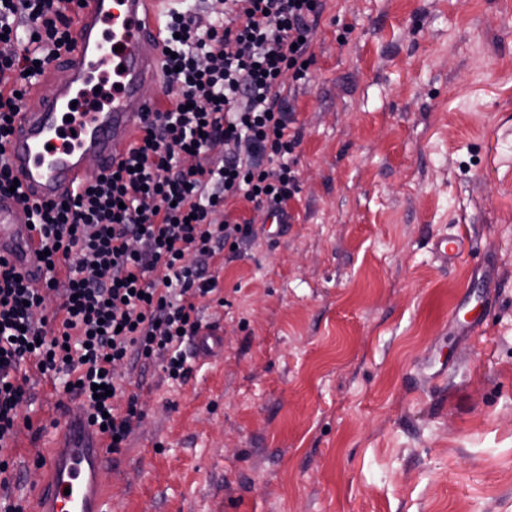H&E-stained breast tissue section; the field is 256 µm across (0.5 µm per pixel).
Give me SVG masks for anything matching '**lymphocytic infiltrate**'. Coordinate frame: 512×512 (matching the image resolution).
Instances as JSON below:
<instances>
[{"instance_id": "lymphocytic-infiltrate-1", "label": "lymphocytic infiltrate", "mask_w": 512, "mask_h": 512, "mask_svg": "<svg viewBox=\"0 0 512 512\" xmlns=\"http://www.w3.org/2000/svg\"><path fill=\"white\" fill-rule=\"evenodd\" d=\"M69 2L0 0V194L14 184L3 150L20 96L73 47ZM322 10V0H224L205 26L193 9L170 10L159 26L165 97L115 172L30 206L47 251L42 284L18 279L0 256V488L13 479L4 452L25 401L23 367L64 375L115 453L141 419L116 364L162 355L169 379L186 377L197 302L216 286L210 262L252 234L226 219L228 200L272 209L296 190L299 140L285 104L309 79ZM218 144L224 153L212 156ZM101 384L109 393L95 396Z\"/></svg>"}]
</instances>
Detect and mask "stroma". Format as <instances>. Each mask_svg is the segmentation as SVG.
Here are the masks:
<instances>
[{
	"instance_id": "1",
	"label": "stroma",
	"mask_w": 512,
	"mask_h": 512,
	"mask_svg": "<svg viewBox=\"0 0 512 512\" xmlns=\"http://www.w3.org/2000/svg\"><path fill=\"white\" fill-rule=\"evenodd\" d=\"M323 3L289 222L232 204L255 236L199 303L223 353L180 383L118 365L142 418L112 512H512V0ZM26 390L30 512L34 424L73 396Z\"/></svg>"
}]
</instances>
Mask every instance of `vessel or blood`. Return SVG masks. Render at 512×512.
<instances>
[{
  "instance_id": "b4317fda",
  "label": "vessel or blood",
  "mask_w": 512,
  "mask_h": 512,
  "mask_svg": "<svg viewBox=\"0 0 512 512\" xmlns=\"http://www.w3.org/2000/svg\"><path fill=\"white\" fill-rule=\"evenodd\" d=\"M161 0H79L74 6L75 46L62 68H49L30 85L15 117L6 154L20 197L0 195V255L33 283L44 278L41 242L30 228L27 203L62 198L89 177L87 159L112 169L143 129L154 100L143 89L161 84L163 60L157 23ZM112 25L113 52H105L100 30ZM118 73L107 106L66 114L97 75ZM192 355L205 364L224 347L223 330L200 326L190 339ZM52 434L49 453L36 456L42 479L34 512H109L101 481L108 439L86 414L63 407L42 422Z\"/></svg>"
}]
</instances>
